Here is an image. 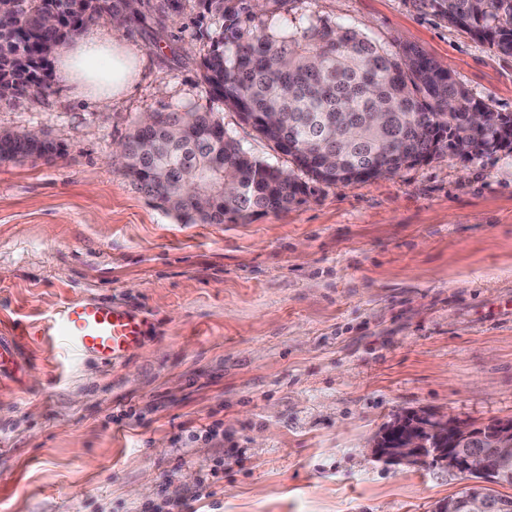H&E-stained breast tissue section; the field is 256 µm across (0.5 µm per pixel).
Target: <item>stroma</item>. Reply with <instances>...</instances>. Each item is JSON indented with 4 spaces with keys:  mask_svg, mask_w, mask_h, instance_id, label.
Here are the masks:
<instances>
[{
    "mask_svg": "<svg viewBox=\"0 0 512 512\" xmlns=\"http://www.w3.org/2000/svg\"><path fill=\"white\" fill-rule=\"evenodd\" d=\"M394 51L419 47L512 114V56L419 0H304ZM209 16L121 32L143 64L99 105L49 91L0 102L52 161H0V512H434L471 479L392 465L395 415L512 420V152L443 153L395 175L317 186L245 223L183 224L115 159L143 114L223 112L200 81ZM143 309L140 349L106 365L46 334L65 302Z\"/></svg>",
    "mask_w": 512,
    "mask_h": 512,
    "instance_id": "1",
    "label": "stroma"
}]
</instances>
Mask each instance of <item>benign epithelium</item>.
<instances>
[{
	"instance_id": "benign-epithelium-1",
	"label": "benign epithelium",
	"mask_w": 512,
	"mask_h": 512,
	"mask_svg": "<svg viewBox=\"0 0 512 512\" xmlns=\"http://www.w3.org/2000/svg\"><path fill=\"white\" fill-rule=\"evenodd\" d=\"M475 446L483 450L475 451ZM370 448L375 457L396 465L418 467L431 461L475 478L476 490L441 503L435 512H488L481 487L512 471V420L478 427L430 411L409 412L388 422Z\"/></svg>"
}]
</instances>
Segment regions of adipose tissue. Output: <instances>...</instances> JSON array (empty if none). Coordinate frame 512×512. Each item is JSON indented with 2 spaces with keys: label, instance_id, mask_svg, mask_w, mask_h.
I'll return each instance as SVG.
<instances>
[{
  "label": "adipose tissue",
  "instance_id": "1",
  "mask_svg": "<svg viewBox=\"0 0 512 512\" xmlns=\"http://www.w3.org/2000/svg\"><path fill=\"white\" fill-rule=\"evenodd\" d=\"M122 27L108 23L60 48L59 74L73 97L101 101L130 93L137 80V56L118 35Z\"/></svg>",
  "mask_w": 512,
  "mask_h": 512
}]
</instances>
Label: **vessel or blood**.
<instances>
[{"mask_svg": "<svg viewBox=\"0 0 512 512\" xmlns=\"http://www.w3.org/2000/svg\"><path fill=\"white\" fill-rule=\"evenodd\" d=\"M147 327L140 310L90 298L64 303L49 330L78 354L109 363L138 348Z\"/></svg>", "mask_w": 512, "mask_h": 512, "instance_id": "1", "label": "vessel or blood"}]
</instances>
